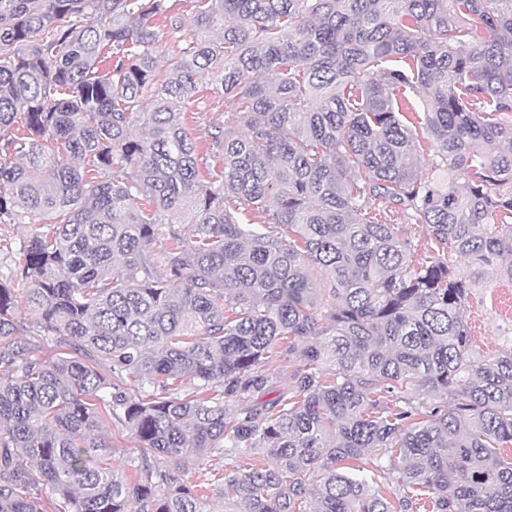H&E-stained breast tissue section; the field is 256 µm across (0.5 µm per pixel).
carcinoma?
Segmentation results:
<instances>
[{"label":"carcinoma","instance_id":"carcinoma-1","mask_svg":"<svg viewBox=\"0 0 512 512\" xmlns=\"http://www.w3.org/2000/svg\"><path fill=\"white\" fill-rule=\"evenodd\" d=\"M169 2L0 0V224L53 216L27 340L0 283V512H205L159 459L210 457L224 512H512V349L462 318L512 282V0H191L160 81ZM203 77L229 123L197 140ZM180 3L184 4L178 5L177 12L184 14V17L187 19V22H185V26L182 31L175 33L169 29L165 20H160L156 25L161 35L160 42L156 45V55L160 62V77H164L166 67L169 65L170 60L178 57L179 50L183 46L184 41L187 40L188 37H191L194 33L189 22V18L191 17L192 13V10L190 9L192 3ZM107 440L112 445V464L126 465L130 468V461L136 457L135 443L129 432L120 425L110 424L105 427Z\"/></svg>","mask_w":512,"mask_h":512}]
</instances>
